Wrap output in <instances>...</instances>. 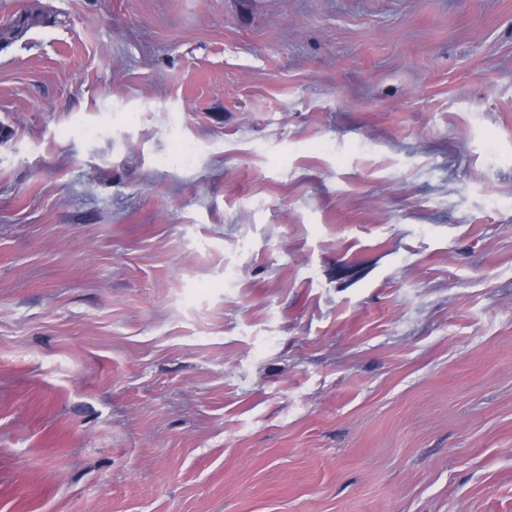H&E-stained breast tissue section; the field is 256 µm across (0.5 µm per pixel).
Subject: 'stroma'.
I'll use <instances>...</instances> for the list:
<instances>
[{
	"mask_svg": "<svg viewBox=\"0 0 512 512\" xmlns=\"http://www.w3.org/2000/svg\"><path fill=\"white\" fill-rule=\"evenodd\" d=\"M40 2L0 512H512V0Z\"/></svg>",
	"mask_w": 512,
	"mask_h": 512,
	"instance_id": "35a3bbf8",
	"label": "stroma"
}]
</instances>
